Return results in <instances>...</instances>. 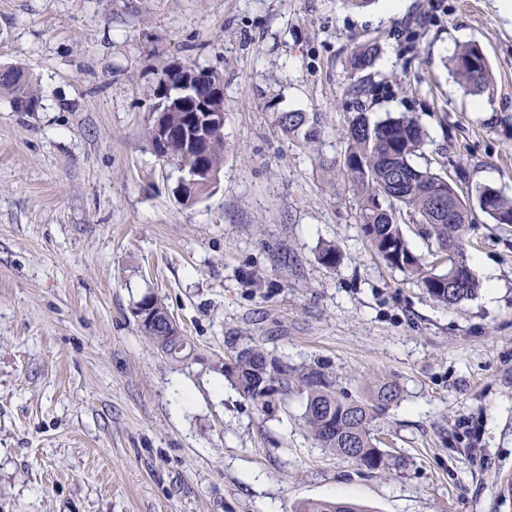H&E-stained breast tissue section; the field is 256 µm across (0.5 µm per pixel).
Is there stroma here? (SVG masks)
I'll list each match as a JSON object with an SVG mask.
<instances>
[{
    "label": "stroma",
    "instance_id": "1",
    "mask_svg": "<svg viewBox=\"0 0 512 512\" xmlns=\"http://www.w3.org/2000/svg\"><path fill=\"white\" fill-rule=\"evenodd\" d=\"M370 40L394 88L370 119L414 115L434 168L512 196L503 0H0V67L40 97L0 95V512H512V224L474 211L467 262L498 285L457 305L378 258L333 167L362 79L348 57ZM467 43L493 71L479 96L446 66ZM172 61L224 82L219 184L190 207L146 135ZM291 111L321 114L316 143L283 134ZM149 293L194 359L143 335ZM230 335L350 400L396 383L376 421L394 466L318 448L301 393L244 398L215 369ZM6 69L9 74L0 78V93L9 94L20 112L37 111L40 102L32 74L21 66ZM294 512H364L363 507L345 501L330 500H300L294 507Z\"/></svg>",
    "mask_w": 512,
    "mask_h": 512
}]
</instances>
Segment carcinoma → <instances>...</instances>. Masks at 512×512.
<instances>
[{
	"label": "carcinoma",
	"mask_w": 512,
	"mask_h": 512,
	"mask_svg": "<svg viewBox=\"0 0 512 512\" xmlns=\"http://www.w3.org/2000/svg\"><path fill=\"white\" fill-rule=\"evenodd\" d=\"M378 56L375 43L353 47L349 67L353 71L371 68ZM450 69L466 94L480 95L492 85V70L482 49L476 44L461 46L450 60ZM9 74L0 78V92L11 96L20 112H35L39 96L33 76L21 66L7 67ZM388 86L376 81L351 87L358 98L377 96ZM196 115L193 103L171 104L164 111L168 126L177 131L190 127ZM283 132L308 143L318 140L320 120L317 114L284 112L279 119ZM426 133L418 120L409 115L387 116L370 122L363 107L349 120L347 149L340 172L348 190L357 197L361 231L386 265L417 279L436 301L455 305L474 296L480 287L466 258L465 226L470 223L472 201H481L492 187L479 185L460 192L439 172L417 165ZM224 134L216 132L209 144L199 148L179 137L170 138L163 158L189 172L196 168L220 172L224 162ZM496 224H512V197L498 190L485 211ZM408 216L419 233L435 246V252L447 261L446 270L425 268L411 250L400 221ZM146 308L156 318L168 315L164 303L148 294L136 305ZM142 333L154 347L181 362L192 356L188 340L179 328L153 331L141 326ZM226 350L236 357L234 367L218 361L216 370L256 406L264 407L268 390L288 394L294 382L304 386L306 402L302 419L313 441L338 456L368 470L387 469L391 457L377 446L376 412L399 398L393 384L381 386L374 403L348 402L331 389L323 374L313 372L295 376L288 361L271 355L249 336H227ZM294 512H364L363 507L345 501L300 500Z\"/></svg>",
	"instance_id": "cac0c4a2"
}]
</instances>
